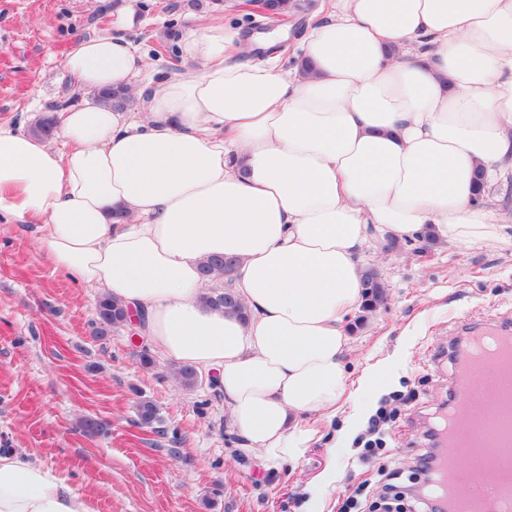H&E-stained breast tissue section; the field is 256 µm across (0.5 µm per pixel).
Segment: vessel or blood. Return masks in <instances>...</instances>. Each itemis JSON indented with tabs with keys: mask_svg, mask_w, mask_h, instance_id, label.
I'll return each mask as SVG.
<instances>
[{
	"mask_svg": "<svg viewBox=\"0 0 512 512\" xmlns=\"http://www.w3.org/2000/svg\"><path fill=\"white\" fill-rule=\"evenodd\" d=\"M466 350L455 357L453 399L440 428L448 448L478 445L512 468V404H503V379L512 374V319L503 318L473 329ZM457 463L441 456L431 494L447 512H487V505L512 503V479L501 470L475 474L467 488L454 482Z\"/></svg>",
	"mask_w": 512,
	"mask_h": 512,
	"instance_id": "b4317fda",
	"label": "vessel or blood"
}]
</instances>
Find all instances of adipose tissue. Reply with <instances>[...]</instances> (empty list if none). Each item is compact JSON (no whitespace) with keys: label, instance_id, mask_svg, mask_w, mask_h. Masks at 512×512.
<instances>
[{"label":"adipose tissue","instance_id":"obj_1","mask_svg":"<svg viewBox=\"0 0 512 512\" xmlns=\"http://www.w3.org/2000/svg\"><path fill=\"white\" fill-rule=\"evenodd\" d=\"M247 42L197 27L183 51L200 71L158 81L137 112H60L61 149L0 123V217L34 225L55 270L211 374L242 452L277 471L305 456L314 420L350 396L367 406L387 373L354 382L344 362L372 235L512 245L473 183L512 171V0H332L285 68L237 62ZM144 69L108 34L62 61L86 92ZM218 255L236 262L247 319L199 301ZM0 512L95 507L22 450L0 454Z\"/></svg>","mask_w":512,"mask_h":512}]
</instances>
